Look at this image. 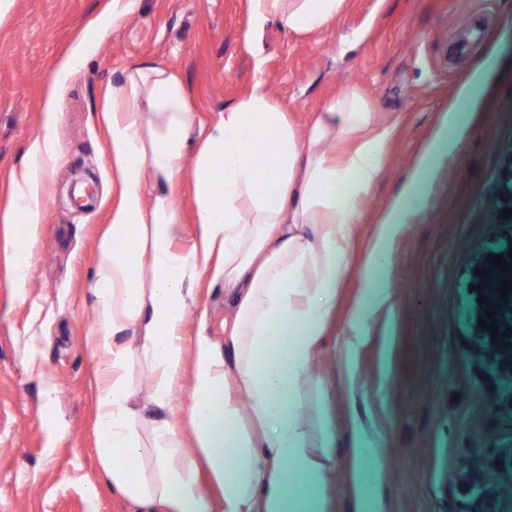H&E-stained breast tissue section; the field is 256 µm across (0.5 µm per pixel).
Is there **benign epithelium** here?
<instances>
[{
	"label": "benign epithelium",
	"mask_w": 512,
	"mask_h": 512,
	"mask_svg": "<svg viewBox=\"0 0 512 512\" xmlns=\"http://www.w3.org/2000/svg\"><path fill=\"white\" fill-rule=\"evenodd\" d=\"M494 223L501 227V237L505 245L475 251L471 255L470 278L475 282H482L488 273L496 267L488 263L491 255L501 254L508 260V270L502 272L503 278L512 280V259L508 252L512 251V151L504 159L498 175L497 192L491 203ZM511 212L509 217H501L502 210ZM481 271L477 276L474 271ZM507 303L503 304L501 311L494 315L497 320L498 332H507V336L490 340V330L481 329L473 324V335L481 347L490 355L497 371L504 381L506 391L512 395V291L506 293ZM492 319V320H494ZM487 319V323H492ZM451 481L461 488L467 496V512H512V485L504 486L495 482L484 469L475 461L467 462L456 471Z\"/></svg>",
	"instance_id": "7a95c632"
}]
</instances>
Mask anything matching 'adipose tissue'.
Listing matches in <instances>:
<instances>
[{
    "label": "adipose tissue",
    "mask_w": 512,
    "mask_h": 512,
    "mask_svg": "<svg viewBox=\"0 0 512 512\" xmlns=\"http://www.w3.org/2000/svg\"><path fill=\"white\" fill-rule=\"evenodd\" d=\"M139 2L109 0L102 18L56 66L41 103V131L12 176L9 204L0 208L19 287L33 278L24 249L60 155L61 93L108 29L134 14ZM346 3L250 0L252 28L273 22L290 33L314 34ZM498 66L494 50L474 62L414 151L401 189L373 218L366 288L337 351L346 385L355 381L361 327L391 308V244L423 209L442 162L482 112ZM102 117L119 197L98 245L93 290L103 484L139 512H325L336 430L325 408L314 422L306 420L308 394L325 397L312 366L336 316L358 206L382 174L396 123L350 92L328 101L299 132L259 78L213 128L198 133L186 86L157 63L128 69L113 84ZM189 156L199 232L186 248L170 187ZM149 185L155 192L148 197ZM203 279L223 284L236 315L223 344L200 334L188 349V314L207 318L192 290ZM129 330L140 345L122 341ZM135 362L146 370L147 402L161 412L145 436L130 382ZM186 371L193 406L185 436L163 412L172 409ZM349 439L352 512H385L384 435L356 419Z\"/></svg>",
    "instance_id": "1"
}]
</instances>
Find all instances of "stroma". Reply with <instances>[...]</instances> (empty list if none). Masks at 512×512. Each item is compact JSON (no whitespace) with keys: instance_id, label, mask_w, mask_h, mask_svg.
<instances>
[{"instance_id":"35a3bbf8","label":"stroma","mask_w":512,"mask_h":512,"mask_svg":"<svg viewBox=\"0 0 512 512\" xmlns=\"http://www.w3.org/2000/svg\"><path fill=\"white\" fill-rule=\"evenodd\" d=\"M108 0H14L0 19V205L10 175L42 123L41 101L58 61ZM249 0H141L111 28L62 92L60 158L26 257L34 276L14 288L12 254L0 246V512H132L125 498L87 486L101 469L95 451L96 361L89 347L98 243L109 224V134L99 122L113 82L148 61L167 65L188 89L196 124L215 125L263 76L296 129L348 90L396 120L386 168L359 208L350 272L336 330L360 297L364 241L377 208L400 189L409 159L469 66L498 48L502 75L480 121L443 162L425 208L394 241L387 272L397 322L388 372L382 339L365 332L353 391L338 385L334 342L313 372L332 390L336 477L326 512H350L346 431L352 418L386 432L388 512H463L450 481L481 458L499 482L512 480V397L471 331L477 295L471 250L498 243L490 203L502 158L512 150V0H348L318 35L267 24L254 43ZM265 60L255 73L254 58ZM206 334L223 342L232 307L223 286L200 284ZM52 394H45V384Z\"/></svg>"}]
</instances>
